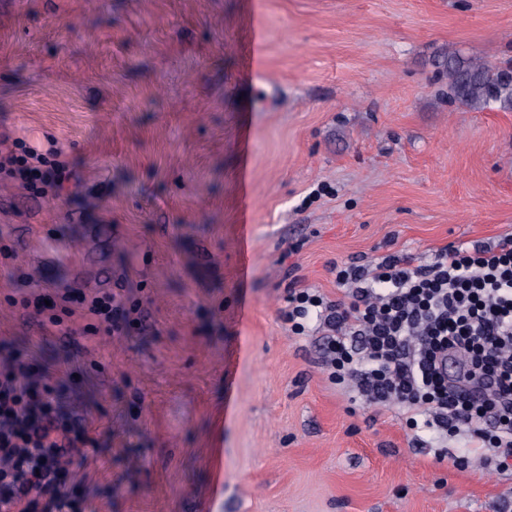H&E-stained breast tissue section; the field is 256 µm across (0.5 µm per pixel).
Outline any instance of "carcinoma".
Here are the masks:
<instances>
[{"label":"carcinoma","mask_w":512,"mask_h":512,"mask_svg":"<svg viewBox=\"0 0 512 512\" xmlns=\"http://www.w3.org/2000/svg\"><path fill=\"white\" fill-rule=\"evenodd\" d=\"M448 86L454 99L471 110L512 112V65L490 66L453 53L446 59Z\"/></svg>","instance_id":"carcinoma-1"}]
</instances>
